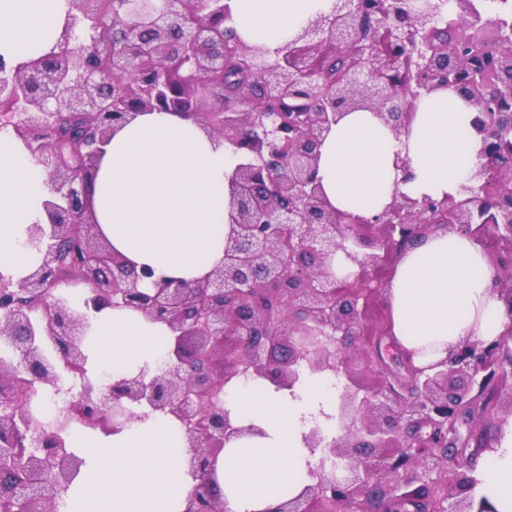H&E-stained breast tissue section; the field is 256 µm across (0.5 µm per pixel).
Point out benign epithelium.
I'll use <instances>...</instances> for the list:
<instances>
[{"label":"benign epithelium","instance_id":"obj_1","mask_svg":"<svg viewBox=\"0 0 512 512\" xmlns=\"http://www.w3.org/2000/svg\"><path fill=\"white\" fill-rule=\"evenodd\" d=\"M132 9L114 14L106 44L90 25L97 0H71L59 50L24 65L0 58V111L8 125L47 174L51 197L44 202L46 222L29 228V241L42 254L40 265L15 282L0 274V345L13 358H0V472L23 459L12 482H0V498L18 503L17 512H53L58 492L77 475L82 460L68 451L66 429L35 433L18 409L20 381L32 388L59 390L62 374L45 346L53 345L67 364L84 366L81 344L91 315L105 308L128 307L165 323L173 335L164 372L139 374L109 383L96 402L77 401L67 412L91 417L148 405L170 413L185 426L196 484L186 512H224L213 491L212 464L224 444L244 433L232 426L224 409L212 402L224 379V359L238 355L243 371L264 376L279 387L299 379V367L337 369L333 346L369 335L367 305L338 278L330 261L339 251L359 273L376 269L383 254L402 250L436 228H456L488 247L487 226L495 239L512 245V107L500 108L483 97L475 64L448 48L429 11L406 16L403 27L415 34L419 60L412 82L396 85L385 77L395 61L373 52L371 29L377 18L364 0H336L334 15L310 20L291 41L270 50L247 46L237 37L224 0H200L203 18H186L188 0H131ZM455 23L474 36L494 34L497 51L483 61L504 77L501 96L512 102V18L489 20L475 0H456ZM342 50L341 78L329 92L310 75L311 58L326 46ZM232 50L261 79L232 99L221 82ZM178 55L180 88L168 106L169 59ZM316 93L319 106L306 112H261L257 96L279 101L299 87ZM439 89L457 92L476 109L472 127L480 137L478 163L459 198L414 199L397 193L390 206L371 217L351 219L331 207L317 179L319 148L342 115L353 110L378 113L395 137L407 128L413 103ZM201 117L203 128L241 154L232 178L233 226L224 247V263L203 280L186 281L136 270L112 253L87 209L88 180L101 146L130 116L149 111H181L182 102ZM64 117L81 121L72 153L85 166L69 169L40 147ZM380 226L383 237L365 236L366 226ZM77 240L79 257L69 266L91 288L80 311L51 301L56 275L64 269L62 247ZM148 280L152 288H139ZM199 339L195 347L191 338ZM512 327L499 339L465 343L448 359L428 367H411L413 400L361 390L351 373L340 396V439L327 440L316 427L307 447L322 449L312 482L297 497L267 512H361L360 498L377 501L378 512H398L404 504L415 512H491L472 490L474 478L460 473L443 499L422 482V474L448 461V449L467 447L459 424L472 407L474 385L483 388L500 373L512 375ZM430 427L424 438L420 431ZM414 462L421 472L402 481L386 478Z\"/></svg>","mask_w":512,"mask_h":512}]
</instances>
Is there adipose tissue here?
<instances>
[{
  "label": "adipose tissue",
  "mask_w": 512,
  "mask_h": 512,
  "mask_svg": "<svg viewBox=\"0 0 512 512\" xmlns=\"http://www.w3.org/2000/svg\"><path fill=\"white\" fill-rule=\"evenodd\" d=\"M229 26L249 45L276 48L312 17L331 14L335 0H226ZM70 0H0V58L16 65L56 45ZM475 112L452 90L416 101L405 134L394 138L377 113H346L325 136L317 177L331 206L368 217L395 192L414 198L460 196L475 167ZM409 161L402 181L397 157ZM241 157L231 145L173 112H141L113 132L89 188L91 214L113 251L135 267L188 281L224 261L232 226L231 179ZM46 175L25 145L0 131V273L26 277L41 262L28 242L43 221ZM498 272L483 248L456 229L406 246L385 285L391 333L423 367L466 342H491L511 318L496 291ZM85 343L88 375L113 379L152 374L170 336L161 322L128 308L94 314ZM224 410L241 436L231 438L213 466L224 512H271L309 483L318 452L304 437L320 427L335 437L336 390L330 374L300 377L293 387L267 378H234ZM69 445L81 458L58 512H185L195 480L180 420L138 412L118 431L73 427ZM482 491L495 512H512V433L491 452Z\"/></svg>",
  "instance_id": "adipose-tissue-1"
}]
</instances>
